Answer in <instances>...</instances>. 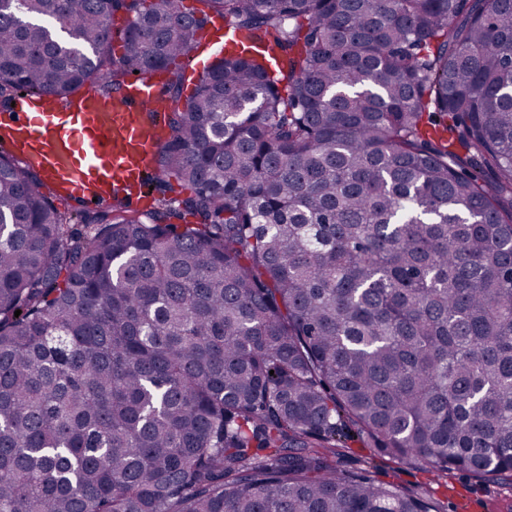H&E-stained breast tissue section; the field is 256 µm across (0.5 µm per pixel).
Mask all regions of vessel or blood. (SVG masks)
Instances as JSON below:
<instances>
[{
    "instance_id": "obj_1",
    "label": "vessel or blood",
    "mask_w": 512,
    "mask_h": 512,
    "mask_svg": "<svg viewBox=\"0 0 512 512\" xmlns=\"http://www.w3.org/2000/svg\"><path fill=\"white\" fill-rule=\"evenodd\" d=\"M164 84L151 71L106 97L92 88L62 102L17 97L0 107V143L40 170L62 202L103 203L117 193L137 206L169 134Z\"/></svg>"
}]
</instances>
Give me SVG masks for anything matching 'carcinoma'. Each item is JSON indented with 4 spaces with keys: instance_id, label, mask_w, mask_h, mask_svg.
Returning a JSON list of instances; mask_svg holds the SVG:
<instances>
[{
    "instance_id": "cac0c4a2",
    "label": "carcinoma",
    "mask_w": 512,
    "mask_h": 512,
    "mask_svg": "<svg viewBox=\"0 0 512 512\" xmlns=\"http://www.w3.org/2000/svg\"><path fill=\"white\" fill-rule=\"evenodd\" d=\"M198 2L0 7L1 100L173 72L196 219L0 150V512H441L352 442L512 474V0ZM213 13L250 46L185 97Z\"/></svg>"
}]
</instances>
